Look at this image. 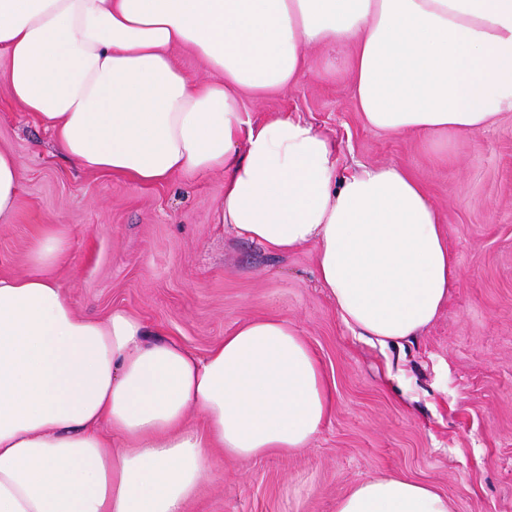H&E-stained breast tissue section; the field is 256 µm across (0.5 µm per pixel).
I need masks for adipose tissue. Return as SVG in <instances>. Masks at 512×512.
Wrapping results in <instances>:
<instances>
[{
  "label": "adipose tissue",
  "instance_id": "1",
  "mask_svg": "<svg viewBox=\"0 0 512 512\" xmlns=\"http://www.w3.org/2000/svg\"><path fill=\"white\" fill-rule=\"evenodd\" d=\"M345 46L373 129L475 134L512 112V0H0V74L63 153L138 185L223 172L217 223L275 254L313 247L344 327L398 347L460 279L423 183L394 165L339 174L308 123L241 110L297 82L309 49ZM66 248L46 225L36 272L0 278V512H186L213 454L287 455L324 427L330 387L288 320L244 321L199 356L129 311L78 314L47 273ZM336 512L450 505L390 476ZM174 58L177 65L194 79L206 80L212 76L199 58L190 51L178 49L174 52Z\"/></svg>",
  "mask_w": 512,
  "mask_h": 512
}]
</instances>
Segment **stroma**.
I'll use <instances>...</instances> for the list:
<instances>
[{
  "instance_id": "35a3bbf8",
  "label": "stroma",
  "mask_w": 512,
  "mask_h": 512,
  "mask_svg": "<svg viewBox=\"0 0 512 512\" xmlns=\"http://www.w3.org/2000/svg\"><path fill=\"white\" fill-rule=\"evenodd\" d=\"M260 122L294 114L336 145L337 169L395 164L427 188L460 268L438 319L404 349L352 336L315 278L312 248L274 254L216 222L224 175L139 186L69 161L0 79V145L19 163L13 215L0 222V276L34 272L43 225H62L51 274L81 314H136L154 338L202 355L243 321L287 319L333 386L329 422L290 456L211 459L187 512H336L362 481L400 476L445 494L451 512H512V112L485 130L429 139L363 124L349 72L309 52L287 90L245 99Z\"/></svg>"
}]
</instances>
